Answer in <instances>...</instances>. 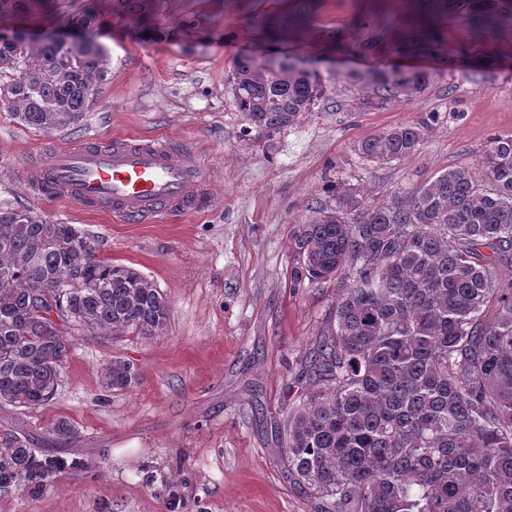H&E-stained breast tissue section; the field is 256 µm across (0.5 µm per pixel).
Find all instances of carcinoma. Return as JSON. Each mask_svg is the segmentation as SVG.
Instances as JSON below:
<instances>
[{
    "instance_id": "carcinoma-1",
    "label": "carcinoma",
    "mask_w": 512,
    "mask_h": 512,
    "mask_svg": "<svg viewBox=\"0 0 512 512\" xmlns=\"http://www.w3.org/2000/svg\"><path fill=\"white\" fill-rule=\"evenodd\" d=\"M307 21L281 18L269 41ZM62 24L78 31L77 47L0 34V106L47 135L76 127L108 74L97 15L87 7ZM438 36L428 16L393 53ZM371 85L368 107L412 101L427 80L392 68L373 72ZM231 93L263 135L298 124L320 89L288 61L241 58ZM423 138L424 127L399 125L368 136L358 152L384 165L412 156ZM478 164L480 179L450 168L373 204L338 181L334 204L290 236L294 281L349 282L279 432L288 474L320 512H512V138L489 139ZM52 311L104 338L150 339L170 318L154 282L100 257L74 225L0 210V402L37 409L56 394L69 343ZM137 380L118 358L103 376L109 391ZM45 470L35 449L0 437V485Z\"/></svg>"
}]
</instances>
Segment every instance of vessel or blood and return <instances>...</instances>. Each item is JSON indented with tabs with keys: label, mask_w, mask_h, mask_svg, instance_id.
<instances>
[{
	"label": "vessel or blood",
	"mask_w": 512,
	"mask_h": 512,
	"mask_svg": "<svg viewBox=\"0 0 512 512\" xmlns=\"http://www.w3.org/2000/svg\"><path fill=\"white\" fill-rule=\"evenodd\" d=\"M23 178L44 199L140 224L196 212L204 171L186 145L163 137L116 135L76 146L49 145L24 166Z\"/></svg>",
	"instance_id": "vessel-or-blood-1"
}]
</instances>
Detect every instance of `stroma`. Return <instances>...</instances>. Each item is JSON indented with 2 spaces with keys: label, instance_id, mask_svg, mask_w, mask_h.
<instances>
[{
  "label": "stroma",
  "instance_id": "35a3bbf8",
  "mask_svg": "<svg viewBox=\"0 0 512 512\" xmlns=\"http://www.w3.org/2000/svg\"><path fill=\"white\" fill-rule=\"evenodd\" d=\"M85 1L31 0L1 15L0 31L54 28ZM89 1L104 23L107 82L74 129L44 135L0 110V209L75 225L102 257L157 285L170 321L151 339L73 332L52 401L0 405V431L65 460L40 481L17 474L0 488V512H319L290 479L275 428L303 392L341 285L292 284L290 235L328 203L329 185L379 199L477 168L489 138H512V0H147L132 18L116 0ZM303 12L306 29L266 42L273 19ZM427 13L439 18L437 49L394 55ZM272 51L301 60L323 94L299 124L259 137L229 79L237 59ZM396 65L426 75L421 97L361 106L372 71ZM402 124L426 127L413 156L361 161L364 138ZM116 134L191 146L205 169L202 208L128 224L38 199L19 176L45 145ZM114 358L138 373L128 390L103 386ZM59 419L75 430L62 443L50 432Z\"/></svg>",
  "mask_w": 512,
  "mask_h": 512
}]
</instances>
